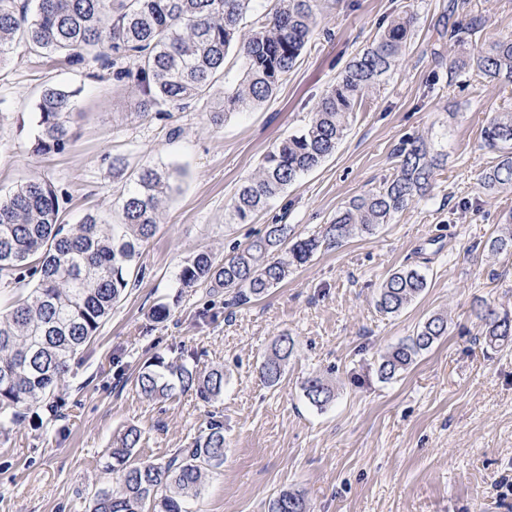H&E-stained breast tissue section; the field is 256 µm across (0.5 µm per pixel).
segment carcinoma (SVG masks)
<instances>
[{"mask_svg":"<svg viewBox=\"0 0 512 512\" xmlns=\"http://www.w3.org/2000/svg\"><path fill=\"white\" fill-rule=\"evenodd\" d=\"M0 0V63L16 46L33 53L58 54L77 63L115 69V78H134L140 88L137 109L147 116L179 109L205 96L224 76L233 52L243 60L242 77L224 91L215 118L243 112L272 97L296 65L317 26L319 0ZM412 18L391 21L362 54L354 58L318 101L308 123L275 142L256 174L235 196L230 217L246 224L269 200L331 156L349 130L355 112L398 65L411 32ZM138 61L136 73L121 67ZM485 78L512 83V36L493 41L462 63ZM75 93L47 86L37 103L35 150L60 152L72 138L70 117ZM484 142L501 150L498 162L482 176L484 189L512 188V112H496L482 129ZM398 171L376 191L358 196L340 210L323 237L301 238L288 224H269L265 233L234 255L218 258L201 251L180 270L184 288L200 285L224 290L240 304L265 295L306 263L325 244L375 233L422 194L439 167L427 141L406 140L398 149ZM173 171L140 167L134 186L119 205V222L87 214L77 224L60 222L55 187L31 178L0 197V279L32 283L26 295L0 310V433L54 396L71 362L93 342L124 294L127 271L140 248L157 232L160 206L172 191ZM288 247V258L279 256ZM491 254L512 253V214L490 237ZM424 274L402 267L381 284L376 309L402 313L427 288ZM489 345L512 342V316L488 307L474 310ZM448 335V315L426 319L416 333L384 355L383 380L409 369L420 354ZM294 340L281 336L260 364L268 385L282 378ZM224 368L205 372L156 356L144 363L136 388L148 400L192 391L205 403L224 393ZM304 397L323 409L333 387L320 376L306 379ZM142 432L129 426L106 454L105 468L116 485L94 493L90 512H188L210 473L224 465V425L207 431L166 462L137 455ZM268 512H309L298 493L280 491Z\"/></svg>","mask_w":512,"mask_h":512,"instance_id":"cac0c4a2","label":"carcinoma"}]
</instances>
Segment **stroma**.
Instances as JSON below:
<instances>
[{
  "label": "stroma",
  "mask_w": 512,
  "mask_h": 512,
  "mask_svg": "<svg viewBox=\"0 0 512 512\" xmlns=\"http://www.w3.org/2000/svg\"><path fill=\"white\" fill-rule=\"evenodd\" d=\"M320 0L319 28L274 95L246 112L213 117L224 85L242 74L228 56L225 83L166 116H141L135 84L110 70L72 65L16 48L0 65V193L38 176L64 195L65 223L87 213L116 216L125 181L112 159L178 169L155 236L96 339L71 364L43 431L32 420L0 434V512H88L93 493L115 483L103 457L118 433L142 432L138 454L157 462L191 447L212 421L224 425V464L192 512H267L288 489L310 512H512V344L488 346L474 315L484 304L512 313V255L486 241L512 214V190L480 187L498 150L485 145L491 113L512 109V85L461 71L463 50L512 35V0ZM414 21L391 76L356 112L346 137L251 223L229 221V205L264 153L307 121L325 90L392 20ZM479 26L466 46L450 32ZM76 90L73 140L62 152L33 151L42 89ZM421 137L444 161L424 194L374 235L319 250L258 300L225 306L224 293L180 287L178 274L202 250L227 255L270 224L322 232L350 199L393 178L403 141ZM420 269L425 292L399 316L375 307L394 269ZM167 304L169 317H151ZM448 334L396 379L380 357L429 316ZM294 352L279 384L259 367L276 337ZM161 355L199 370L223 366V395L149 401L134 376ZM325 378L335 399L320 410L302 384Z\"/></svg>",
  "instance_id": "obj_1"
}]
</instances>
